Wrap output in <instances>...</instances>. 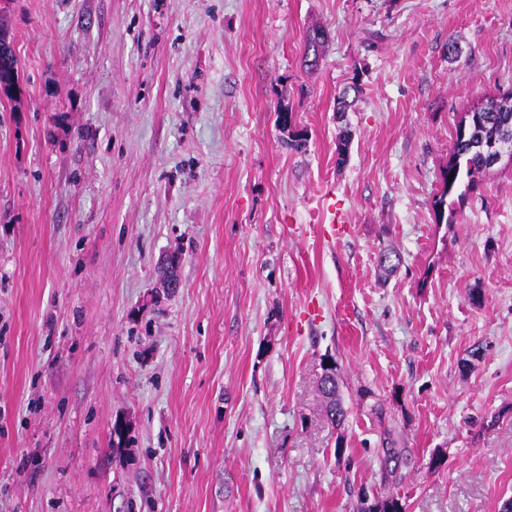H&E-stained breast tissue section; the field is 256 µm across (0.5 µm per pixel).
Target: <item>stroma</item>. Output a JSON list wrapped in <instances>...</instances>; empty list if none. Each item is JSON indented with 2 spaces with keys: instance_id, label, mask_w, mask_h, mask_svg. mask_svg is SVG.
Segmentation results:
<instances>
[{
  "instance_id": "stroma-1",
  "label": "stroma",
  "mask_w": 512,
  "mask_h": 512,
  "mask_svg": "<svg viewBox=\"0 0 512 512\" xmlns=\"http://www.w3.org/2000/svg\"><path fill=\"white\" fill-rule=\"evenodd\" d=\"M0 15L19 71L0 91V512H354L386 437L412 455L405 512H501L512 167L452 224L432 204L459 122L512 89V0H0ZM327 357L339 428L318 397ZM327 39L326 30L321 26H316L310 30L306 36V56L305 62L307 63L309 60H312L311 65L306 64V66L310 68L317 67L320 59V51L323 47Z\"/></svg>"
}]
</instances>
